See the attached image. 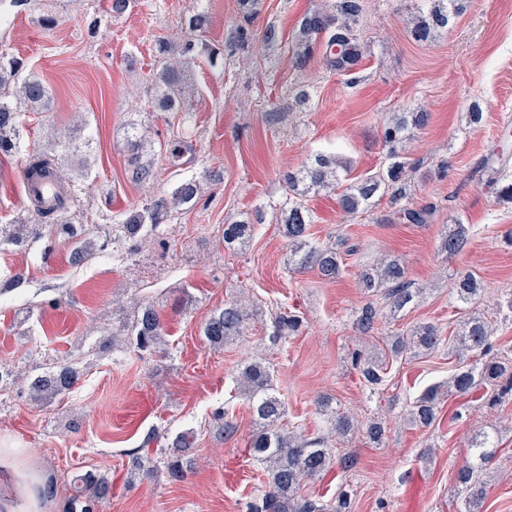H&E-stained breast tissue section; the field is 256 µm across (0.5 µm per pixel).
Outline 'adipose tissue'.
Segmentation results:
<instances>
[{"label":"adipose tissue","instance_id":"adipose-tissue-1","mask_svg":"<svg viewBox=\"0 0 512 512\" xmlns=\"http://www.w3.org/2000/svg\"><path fill=\"white\" fill-rule=\"evenodd\" d=\"M0 480L6 483L0 512H45L52 486L38 472L24 470L14 449L0 448Z\"/></svg>","mask_w":512,"mask_h":512}]
</instances>
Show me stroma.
Segmentation results:
<instances>
[{
  "mask_svg": "<svg viewBox=\"0 0 512 512\" xmlns=\"http://www.w3.org/2000/svg\"><path fill=\"white\" fill-rule=\"evenodd\" d=\"M110 2L57 0L56 23L47 27L42 0L21 7L0 0V51L22 61L53 97L49 111L24 113L23 121L41 150L51 128L79 143L91 139L90 151L73 153L62 167L76 187V222L97 235L183 180L196 179L200 190L194 206L168 218L167 250L150 245L126 263L106 252L73 266V242L49 232L19 247L0 246V283L18 272L26 278L22 288L0 293V365L28 372L48 357L74 358L83 372L70 393L47 406L14 390L0 396V448L16 449L21 464L53 481L49 512H62L73 476L88 470L112 481L110 500L94 512H241L246 499L268 488L247 447L252 416L236 389L240 369L260 360L273 370L287 424L316 433L317 403L328 399L360 422L378 419L386 427L379 446L360 432L337 440V457L352 467H332L305 483L303 494L331 501L346 489L351 512H459L456 472L469 461L473 438L488 432L499 446L479 512H512L511 395L492 408L476 387L446 400L434 425L416 428L406 422L411 403L447 381L459 363L447 345L390 360L375 392L351 365L353 351L384 355L388 336L420 322L453 335L461 317L451 288L458 269L481 276L477 309L493 325L498 347L512 349V314L503 307L512 291V202L488 193L480 172L502 125L512 124V0H467L448 29L424 42L409 29L424 0H367L353 88L318 55L295 72L288 53L303 15L329 0H258L250 29L273 23L282 33L281 45L267 50L238 45L243 22L236 0H132L121 15L112 14ZM200 10L211 17L205 43L225 54L214 62L201 54L184 72L193 97L180 119L151 108L152 77L160 41L191 38L188 19ZM301 87L310 96L302 106L295 101ZM475 104L484 114L477 128L466 118ZM273 108L288 120L270 126ZM417 111L430 120L405 144L414 166L406 202L432 206L429 221L398 220L386 197L343 221L334 194H309L313 239L342 236L358 250L343 255L332 282L310 269L290 272L280 232L288 194L282 173L321 151L347 162V181L368 176L384 163L383 123L391 113ZM133 121L166 146L141 183L131 178L125 147ZM24 160L21 153L0 158V224L29 214ZM257 210L262 222L253 239L225 249L222 226ZM458 223L469 225V241L449 259L440 241L446 226ZM385 256L398 258L426 293L398 316L382 314L375 333L356 335L353 320L367 301L358 273ZM242 291L251 298L246 336L211 348L200 335L203 322ZM132 299L158 307L169 333L167 356L96 354L98 341L112 332L115 303ZM280 311L300 315L304 326L274 345L270 317ZM221 405L238 427L233 436H220L211 419ZM154 430L194 431L193 465L183 480L131 471L133 453L155 454L156 445L144 443Z\"/></svg>",
  "mask_w": 512,
  "mask_h": 512,
  "instance_id": "obj_1",
  "label": "stroma"
}]
</instances>
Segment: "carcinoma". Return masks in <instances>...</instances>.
<instances>
[{
  "mask_svg": "<svg viewBox=\"0 0 512 512\" xmlns=\"http://www.w3.org/2000/svg\"><path fill=\"white\" fill-rule=\"evenodd\" d=\"M431 6L418 17L413 35L424 40L438 29H446L456 18L460 0H428ZM364 12V0H335L329 9H317L307 13L301 20L294 43L289 48L294 70L301 73L316 53L322 54L325 66L339 74H353L362 57V51L354 33V25ZM264 47H273L282 42L278 27L267 24L257 34ZM198 39H187L180 44L161 43L164 54L176 58V62L165 65L155 79V105L165 112H184L187 104L182 72L195 62ZM23 102L32 110H49L51 94L46 84L32 72L26 71L19 62L0 61V152L18 153L24 142V126L21 121ZM427 120L424 112H403L393 116L382 127L381 140L386 149L385 162L377 173L355 181L347 186L337 198V206L345 215H354L372 206L375 199L389 197L396 204L405 198L408 169L411 163L402 156L400 144L408 127H421ZM127 151L133 166L132 177L143 182L151 176L150 165L141 161L145 139L136 129L128 132ZM343 165L331 155L317 154L309 165L286 176L288 191L305 193L331 188L341 182L339 170ZM24 170L33 182L52 175L63 180L58 167V158L53 153L27 155ZM482 171L487 174L486 183L493 188L497 199L512 202V183L504 184L498 177L494 164L486 160ZM196 181L188 179L180 183L170 196H155L143 202L124 221L112 225L109 238L101 246L81 239V229L68 218L69 197L58 200L56 206L48 208L40 196L32 199V212L37 223L31 224L16 218L11 224L0 225V244L21 245L29 239L41 236L39 224H48L58 236L75 241L71 263L80 265L91 261L97 250L112 246V258L119 261L139 253L142 245L151 242L162 248L168 246L165 238V221L171 209L196 200ZM287 209L282 224L283 236L288 246V270L300 272L307 269L317 271L327 281H334L341 273V248L357 251L347 246V240L320 245L311 238L310 228L314 223L312 213L302 204L288 199L281 204ZM399 219L409 224H425L432 214V207H402L397 210ZM255 225L249 222H234L224 225L222 240L231 248L245 243L252 237ZM469 228L465 224H454L444 232L441 250L447 256L459 254L468 241ZM360 287L370 297L380 296L389 314L397 316L413 305L422 294V289L412 287L406 278L405 269L396 260L381 258L375 266L360 275ZM452 290L457 302L463 305L465 315L448 338L449 349L460 357L465 355L475 362L458 369L448 382L447 388L440 385L427 387L417 398L407 414V423L415 427H429L438 419L441 401L452 394L464 395L481 382L490 391L488 404L496 405L512 393V351L496 347L489 326L475 311L474 305L482 293V282L474 272H460L452 278ZM119 333L99 344V351L106 353L120 346L141 354L159 351L164 342L165 330L159 310L150 302L139 301L133 311L117 307ZM381 315L374 301L367 302L355 321L358 335L368 336L376 330ZM249 308L246 299L239 297L224 302V308L214 312L204 324L203 335L213 347H222L243 335ZM303 326L300 316L283 312L272 323L269 341L277 344L287 336L296 335ZM443 342L440 330L432 324H419L406 333L388 337V353L398 358L411 353L432 351ZM385 357H368L353 353L356 366L366 386L375 388L383 379ZM81 371L64 359H49L22 381V393L35 403L49 404L58 396L68 393L80 380ZM238 392L248 402L253 414L254 430L249 443L250 453L262 464L270 487L244 503L245 512H350V494L342 489L336 502L325 503L314 497L301 495L304 482L322 478L336 460V449L332 438L345 437L354 429L353 420L345 413L330 408V401L321 402L320 408L328 412L325 432L315 436L298 427L287 431L282 427L286 409L284 402L274 393L273 370L261 361L252 362L242 369ZM222 434H232L236 429L228 419L224 407L212 412ZM193 434L179 432L166 444L163 455L152 459L135 456L133 470L151 476L164 470L173 481H180L186 474V465L192 453ZM497 444L487 435L475 439L471 458L457 472V483L465 493L461 512H476L486 498L487 482L483 471L491 462L493 448ZM75 490L63 512H92V506L112 496L109 480L91 472L79 474L73 479Z\"/></svg>",
  "mask_w": 512,
  "mask_h": 512,
  "instance_id": "1",
  "label": "carcinoma"
}]
</instances>
